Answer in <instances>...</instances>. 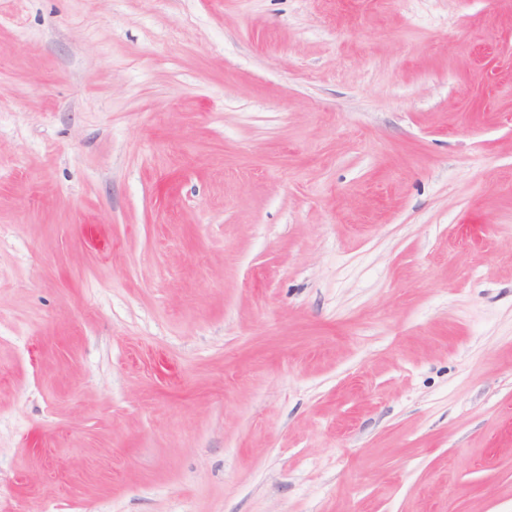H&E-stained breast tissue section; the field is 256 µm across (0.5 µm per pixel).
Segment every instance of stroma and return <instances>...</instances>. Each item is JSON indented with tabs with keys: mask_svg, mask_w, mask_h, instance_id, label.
<instances>
[{
	"mask_svg": "<svg viewBox=\"0 0 512 512\" xmlns=\"http://www.w3.org/2000/svg\"><path fill=\"white\" fill-rule=\"evenodd\" d=\"M0 512H512V0H0Z\"/></svg>",
	"mask_w": 512,
	"mask_h": 512,
	"instance_id": "35a3bbf8",
	"label": "stroma"
}]
</instances>
